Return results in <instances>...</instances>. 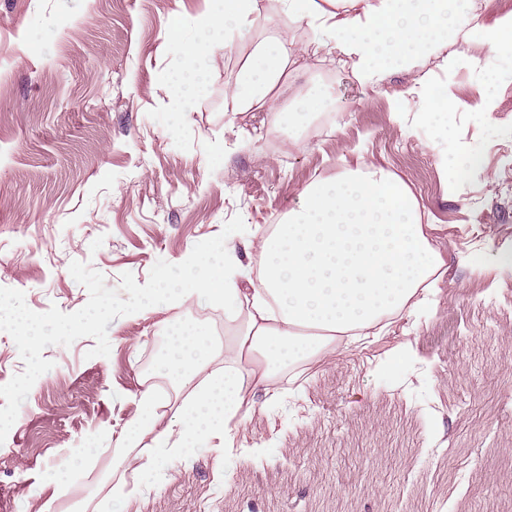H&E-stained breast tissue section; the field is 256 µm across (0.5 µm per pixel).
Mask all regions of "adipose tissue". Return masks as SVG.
Wrapping results in <instances>:
<instances>
[{"mask_svg":"<svg viewBox=\"0 0 512 512\" xmlns=\"http://www.w3.org/2000/svg\"><path fill=\"white\" fill-rule=\"evenodd\" d=\"M290 21L314 37L313 54L350 65L361 85L378 86L395 68L413 69L440 48L458 40H479L512 54V15L496 26L472 24L475 0H277ZM262 0H206L195 16L172 13L166 42L182 51L176 99L202 91L203 77L230 39L250 43L224 93L232 113L270 112L296 128L323 111L316 91L296 95L281 108L277 89L300 47L280 33L259 40L252 32ZM196 39L186 40L188 31ZM300 210L283 215L256 249L258 283L240 287L232 246L221 258L207 251L186 254L175 296H202L223 308L234 326L224 341V367L213 371L180 406L178 422H163L168 393L150 386L136 397L137 416L126 424L112 456L113 469L146 472L161 461L189 460L206 440L224 441L225 454L248 462L265 456L266 446L235 448V432L255 408L248 387L271 391L286 370L310 360L325 361L368 344L393 316L413 314L433 302L445 261L430 244L418 203L398 177L365 157L333 178H318L302 191ZM215 349L198 325L171 328L169 349L157 361V374L171 386L191 380ZM149 447H141L142 438Z\"/></svg>","mask_w":512,"mask_h":512,"instance_id":"ef3b65f1","label":"adipose tissue"}]
</instances>
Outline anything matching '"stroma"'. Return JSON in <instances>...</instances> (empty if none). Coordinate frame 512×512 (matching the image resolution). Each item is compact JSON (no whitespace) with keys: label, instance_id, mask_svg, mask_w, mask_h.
<instances>
[{"label":"stroma","instance_id":"1","mask_svg":"<svg viewBox=\"0 0 512 512\" xmlns=\"http://www.w3.org/2000/svg\"><path fill=\"white\" fill-rule=\"evenodd\" d=\"M203 7L0 0V512H512V269L487 264L512 247V55L452 43L478 65L433 56L375 88L301 55L281 98L318 83L336 122L273 149L268 113L224 109L239 41L189 111L173 109L181 52L163 27ZM423 76L454 114L400 128L391 103L414 105ZM489 93L495 110L479 111ZM360 153L410 187L431 227L446 262L433 310L394 318L365 350L300 364V391L281 381L278 403L255 391L236 442H271L260 463L225 468L213 438L188 462L124 471L141 493L113 500L112 450L154 382L148 346L209 323L200 297L132 316L142 289L196 247L223 246L228 228L249 287L254 245ZM471 153L484 174L448 180ZM22 323L35 350L17 344ZM404 342L417 361L375 372Z\"/></svg>","mask_w":512,"mask_h":512}]
</instances>
